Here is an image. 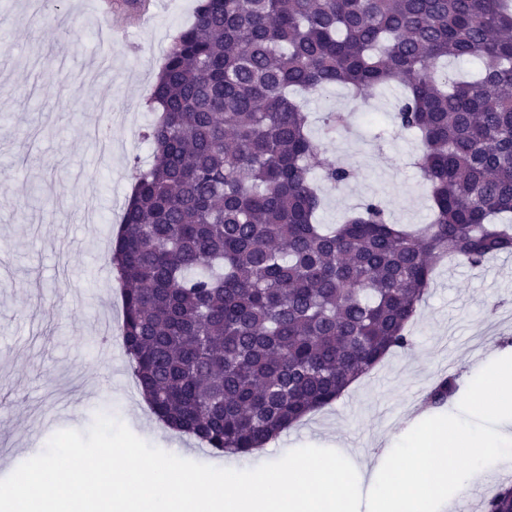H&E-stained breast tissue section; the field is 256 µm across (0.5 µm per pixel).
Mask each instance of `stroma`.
Masks as SVG:
<instances>
[{
  "mask_svg": "<svg viewBox=\"0 0 512 512\" xmlns=\"http://www.w3.org/2000/svg\"><path fill=\"white\" fill-rule=\"evenodd\" d=\"M195 2L62 0L55 12L42 0H0V471L41 453L58 430L87 431L99 414L181 458L236 470L340 440L377 457L415 419L432 417L424 398L437 380L455 374L468 387L473 368L512 339V259L452 262L409 326L411 350L387 355L262 452L220 456L154 422L123 346L110 248L133 165L150 158L144 133L156 76ZM402 98L397 86L353 99L337 85L307 97L311 136L351 172L340 185L319 182L320 223H340L370 199L382 201L390 223H429L414 165L420 143L393 121ZM331 110L348 113L349 124L330 137L319 119ZM107 121L112 158L104 162L83 131Z\"/></svg>",
  "mask_w": 512,
  "mask_h": 512,
  "instance_id": "stroma-1",
  "label": "stroma"
}]
</instances>
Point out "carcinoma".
I'll return each instance as SVG.
<instances>
[{
  "instance_id": "1",
  "label": "carcinoma",
  "mask_w": 512,
  "mask_h": 512,
  "mask_svg": "<svg viewBox=\"0 0 512 512\" xmlns=\"http://www.w3.org/2000/svg\"><path fill=\"white\" fill-rule=\"evenodd\" d=\"M476 57L473 80L442 71ZM406 91L432 219L377 200L320 224V158L297 93ZM157 111L111 246L122 341L150 411L244 454L336 401L394 351L436 268L512 251V0H197L153 86ZM459 389L441 378L425 403ZM486 512H512V486Z\"/></svg>"
}]
</instances>
